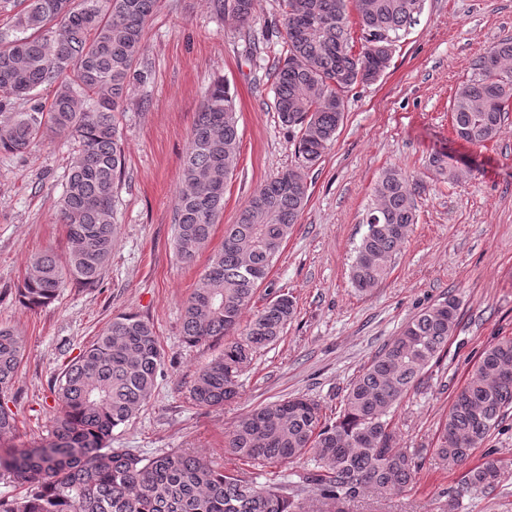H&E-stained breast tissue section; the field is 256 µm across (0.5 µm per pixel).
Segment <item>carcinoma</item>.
<instances>
[{
  "mask_svg": "<svg viewBox=\"0 0 512 512\" xmlns=\"http://www.w3.org/2000/svg\"><path fill=\"white\" fill-rule=\"evenodd\" d=\"M256 0H210L212 12L242 24ZM154 0H27L11 19L12 37L0 34V153L22 154L37 140L58 135L78 143L59 202L68 252L65 263L50 251L35 255L18 295L31 309L55 300L69 282L100 285L118 235L116 199L125 159L117 115L137 69ZM422 0H284V58L275 67V107L298 131V164L261 185L224 233L202 284L184 305L182 335L191 344L229 335L270 270L308 200L309 171L336 139L346 93L359 74L382 75L389 48L414 25ZM360 30V48L350 18ZM55 86L48 105L15 112L13 105L43 84ZM512 106V38L481 56L456 89L450 111L457 137L469 143L493 139ZM238 120L224 82L208 91L197 112L182 159L174 204V247L191 263L207 245L224 211V189L239 163ZM435 171L458 182L461 173L446 154L432 158ZM413 179L388 168L373 186L376 206L355 249L351 283L363 291L389 270L392 257L417 222ZM458 302L448 297L421 311L363 369L342 400L334 421L323 419L314 399L296 396L254 408L240 419L224 453L260 467L307 453L314 467L298 489L288 482L256 484L235 471L213 468L201 454L171 451L153 458L112 447L114 428L130 421L153 395L164 354L153 326L118 313L56 379L57 412L44 442L0 456V477L21 487L0 498V512H300L298 492L339 506L370 492H401L417 474L418 450L391 448V418L400 399L453 335ZM296 312L281 294L257 311L244 336L224 345V356L202 368L190 392L206 408L238 394L237 377L260 349L274 343ZM24 359L19 333L0 327V393L12 387ZM512 408V338L489 346L455 396L436 454L454 468L499 426ZM13 414L0 404V438L15 436ZM496 464L470 468L450 492L457 501L500 482Z\"/></svg>",
  "mask_w": 512,
  "mask_h": 512,
  "instance_id": "obj_1",
  "label": "carcinoma"
}]
</instances>
